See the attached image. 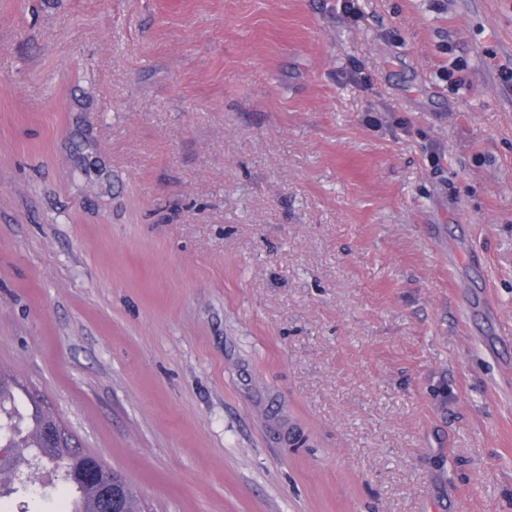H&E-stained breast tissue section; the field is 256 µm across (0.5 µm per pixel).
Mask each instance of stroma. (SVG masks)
Returning <instances> with one entry per match:
<instances>
[{
    "label": "stroma",
    "mask_w": 512,
    "mask_h": 512,
    "mask_svg": "<svg viewBox=\"0 0 512 512\" xmlns=\"http://www.w3.org/2000/svg\"><path fill=\"white\" fill-rule=\"evenodd\" d=\"M454 3L0 0V367L148 512H512V56Z\"/></svg>",
    "instance_id": "stroma-1"
}]
</instances>
